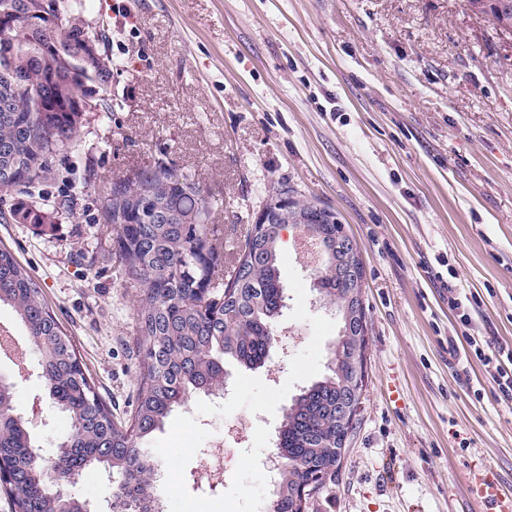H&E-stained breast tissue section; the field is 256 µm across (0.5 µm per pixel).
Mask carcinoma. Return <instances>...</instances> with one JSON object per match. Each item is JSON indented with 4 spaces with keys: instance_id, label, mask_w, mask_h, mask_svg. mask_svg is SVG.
I'll return each mask as SVG.
<instances>
[{
    "instance_id": "1",
    "label": "carcinoma",
    "mask_w": 512,
    "mask_h": 512,
    "mask_svg": "<svg viewBox=\"0 0 512 512\" xmlns=\"http://www.w3.org/2000/svg\"><path fill=\"white\" fill-rule=\"evenodd\" d=\"M54 21L33 27L22 6L24 0H0V19L14 27L0 29V90L14 72L24 83L13 90L12 112H0V170L12 169L22 159L39 161L26 182L24 195L51 174L77 144L83 113L79 102L93 97L99 111L108 112L105 94L112 67L85 69L80 56L88 38L106 44L107 37L90 26L80 27L59 15L82 16L89 0H36ZM62 99L63 109L43 112L49 95ZM101 213L120 221L116 262L122 274L143 286L138 313L139 386L137 406L126 421L114 417L76 353L71 337L46 304L33 279L7 249H0V304L10 306L42 358L49 397L72 420L68 437L77 449L76 467L109 468L120 476L131 501L129 512H159L152 482L146 474L153 460L138 441L163 426L173 408L184 405L196 391L224 384V359L254 369L264 365L269 351L268 327L282 310L284 288L279 269L282 238L266 232L253 236L246 228L232 269L213 259L202 272L193 264L194 248L210 245L212 204L191 175L159 164L97 188ZM150 192L169 203L186 222L131 223L135 197ZM22 224L50 231L55 210L31 207L22 198L14 203ZM206 276L223 299L219 309L203 304L196 288ZM325 297L343 304L346 290L338 278H323ZM351 342L338 336L332 351L330 374L298 395L285 410L278 431L277 453L288 463L281 475L277 512H293L291 494L306 478L304 467H339L342 455L332 451L336 437V397L349 379ZM13 386L0 384V460L9 468L14 512H56L57 502L37 489L43 483L32 461L36 442L27 422L13 406Z\"/></svg>"
}]
</instances>
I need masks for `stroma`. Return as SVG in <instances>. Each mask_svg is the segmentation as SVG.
Listing matches in <instances>:
<instances>
[{
  "label": "stroma",
  "mask_w": 512,
  "mask_h": 512,
  "mask_svg": "<svg viewBox=\"0 0 512 512\" xmlns=\"http://www.w3.org/2000/svg\"><path fill=\"white\" fill-rule=\"evenodd\" d=\"M107 24L112 110L89 112L81 144L32 190L60 210L53 230L0 220L7 247L72 336L101 396L128 417L138 387L142 287L114 267L118 229L96 185L166 158L212 203L214 246L234 261L276 188L335 212L358 241L368 382L336 476L306 512H512V400L460 343L449 288L472 302L469 334L512 347V38L467 0H90ZM283 237L286 306L275 328L300 340L255 370L225 362V393H194L141 440L167 512H270L266 459L282 414L327 373L340 325ZM0 355L14 409L45 454L72 430L39 378L28 332ZM233 474L195 484L226 425ZM496 486L498 505L478 499ZM72 496L106 512L111 482L85 469Z\"/></svg>",
  "instance_id": "35a3bbf8"
}]
</instances>
